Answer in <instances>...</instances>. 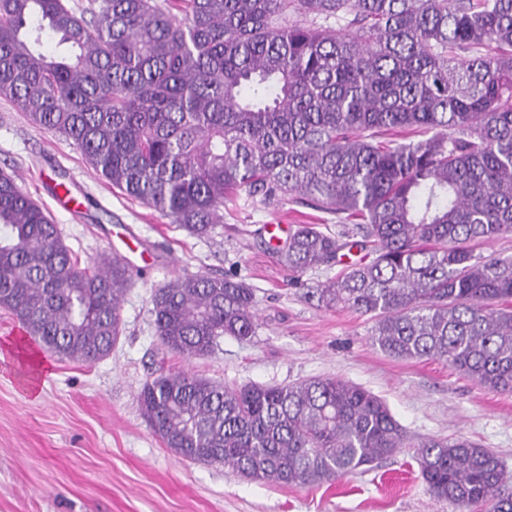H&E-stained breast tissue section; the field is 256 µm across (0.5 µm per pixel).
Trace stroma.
<instances>
[{
	"instance_id": "1",
	"label": "stroma",
	"mask_w": 512,
	"mask_h": 512,
	"mask_svg": "<svg viewBox=\"0 0 512 512\" xmlns=\"http://www.w3.org/2000/svg\"><path fill=\"white\" fill-rule=\"evenodd\" d=\"M0 168L58 224L79 267L118 252L138 268L121 305L122 334L92 364L60 358L30 340L0 308V512H453L429 494L411 448L319 485L247 481L218 464L183 459L143 418L138 395L162 373L188 372L230 387L336 378L381 398L415 438L462 437L502 460L512 493V394L490 391L435 359L401 360L373 345V322L306 300L338 267L311 270L294 287L257 229L322 224L335 216L285 198L238 200L208 238L112 188L72 141L36 131L0 98ZM64 183L80 208L59 207ZM232 271L255 290V336H224L212 354L185 358L155 332L151 296L174 279Z\"/></svg>"
}]
</instances>
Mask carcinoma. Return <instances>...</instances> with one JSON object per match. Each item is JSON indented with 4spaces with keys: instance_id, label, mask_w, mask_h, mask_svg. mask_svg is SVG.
<instances>
[{
    "instance_id": "1",
    "label": "carcinoma",
    "mask_w": 512,
    "mask_h": 512,
    "mask_svg": "<svg viewBox=\"0 0 512 512\" xmlns=\"http://www.w3.org/2000/svg\"><path fill=\"white\" fill-rule=\"evenodd\" d=\"M46 35L65 51H46ZM0 98L194 237L242 194L356 225L372 259L307 294L370 316L391 357L512 392V258L472 248L512 234V0H0ZM347 246L299 224L272 252L297 278ZM129 280L116 255L79 268L0 171V307L32 341L81 363L108 356ZM151 304L162 344L188 358L255 334V289L235 274L177 278ZM138 401L177 455L250 481L333 482L414 448L432 496L512 512L496 453L413 442L339 379L230 388L162 373Z\"/></svg>"
}]
</instances>
